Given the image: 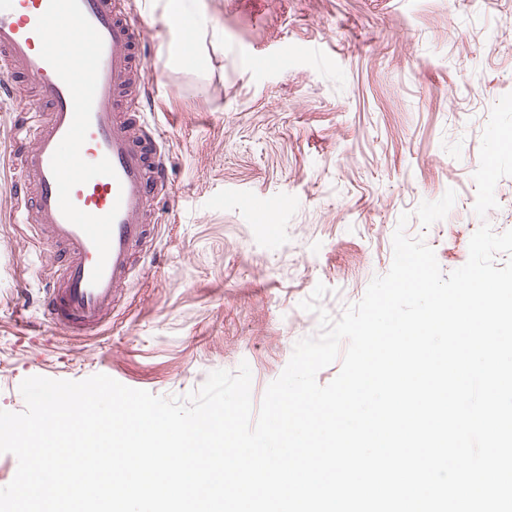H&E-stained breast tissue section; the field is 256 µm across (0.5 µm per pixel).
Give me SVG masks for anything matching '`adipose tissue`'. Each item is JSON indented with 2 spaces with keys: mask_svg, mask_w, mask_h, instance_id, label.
<instances>
[{
  "mask_svg": "<svg viewBox=\"0 0 512 512\" xmlns=\"http://www.w3.org/2000/svg\"><path fill=\"white\" fill-rule=\"evenodd\" d=\"M192 5L193 0H162V17L174 34L169 46L172 61L201 68L207 44H218L221 36L205 15L193 13Z\"/></svg>",
  "mask_w": 512,
  "mask_h": 512,
  "instance_id": "obj_1",
  "label": "adipose tissue"
}]
</instances>
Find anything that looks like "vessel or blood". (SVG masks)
<instances>
[{
  "instance_id": "obj_1",
  "label": "vessel or blood",
  "mask_w": 512,
  "mask_h": 512,
  "mask_svg": "<svg viewBox=\"0 0 512 512\" xmlns=\"http://www.w3.org/2000/svg\"><path fill=\"white\" fill-rule=\"evenodd\" d=\"M143 39L125 0H0V99L23 113L13 209L63 255L44 306L76 336L120 300L171 195Z\"/></svg>"
}]
</instances>
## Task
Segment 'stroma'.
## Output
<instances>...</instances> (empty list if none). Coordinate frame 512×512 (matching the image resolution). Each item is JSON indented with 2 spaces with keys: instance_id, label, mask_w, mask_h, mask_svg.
<instances>
[{
  "instance_id": "obj_1",
  "label": "stroma",
  "mask_w": 512,
  "mask_h": 512,
  "mask_svg": "<svg viewBox=\"0 0 512 512\" xmlns=\"http://www.w3.org/2000/svg\"><path fill=\"white\" fill-rule=\"evenodd\" d=\"M224 35L205 68L173 66L158 0L146 23L148 120L165 137L173 193L110 320L74 338L30 299L56 270L12 218L0 165V410L26 408L30 376L96 374L185 397L248 363L260 402L295 343L317 284L332 317L358 303L405 233L443 273L464 265L481 222L512 230V177L479 218L473 174L492 107L512 92V0H196ZM274 202L260 220L252 198Z\"/></svg>"
}]
</instances>
